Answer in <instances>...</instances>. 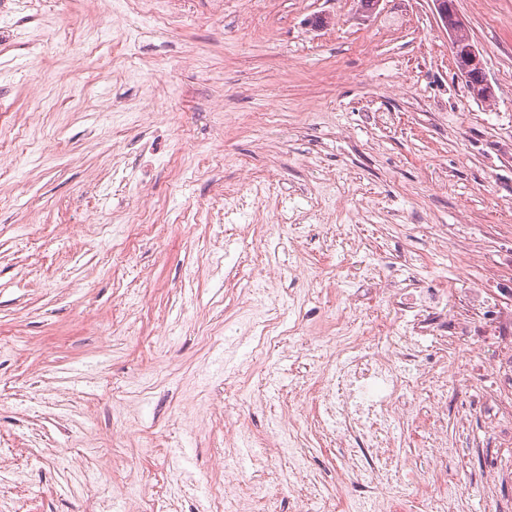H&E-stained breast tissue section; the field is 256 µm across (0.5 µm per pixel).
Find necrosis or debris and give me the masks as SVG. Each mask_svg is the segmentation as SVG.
<instances>
[{
	"label": "necrosis or debris",
	"instance_id": "obj_1",
	"mask_svg": "<svg viewBox=\"0 0 512 512\" xmlns=\"http://www.w3.org/2000/svg\"><path fill=\"white\" fill-rule=\"evenodd\" d=\"M385 302L406 317L411 331L440 336L448 330L438 316L441 293L408 286ZM361 307L357 296L337 294L336 319L329 327L348 334L351 342L311 386L322 429L349 449L337 471L335 495L316 498V512H405L416 500L427 512H448L459 491L445 476L427 483L392 476L400 423L395 403L401 392L421 384L426 375L408 333L388 330L382 316L362 313ZM275 308V299H264L225 323L227 359L238 355V336L266 329ZM264 490L255 480L213 483L207 491L210 512H242V500Z\"/></svg>",
	"mask_w": 512,
	"mask_h": 512
}]
</instances>
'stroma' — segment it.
<instances>
[{
	"label": "stroma",
	"instance_id": "35a3bbf8",
	"mask_svg": "<svg viewBox=\"0 0 512 512\" xmlns=\"http://www.w3.org/2000/svg\"><path fill=\"white\" fill-rule=\"evenodd\" d=\"M166 26L128 41L112 19L89 65L72 52L107 0H41L51 31L0 38V512H208L225 450L249 433L268 494L246 512H296L268 432L309 408L336 295L352 291L397 330L387 292L447 289L449 319L475 336H423L447 386L444 429L430 388L398 433L420 478L447 468L458 512L512 505V0H456L495 98H474L431 0H161ZM325 18L322 27L315 17ZM156 76L151 89L126 70ZM52 89L37 123L25 95ZM147 125L112 124V109ZM159 138L143 158L140 140ZM149 184L165 221L140 224ZM259 208L276 236L240 233L231 208ZM349 236L355 244L336 246ZM265 247L256 256L257 247ZM309 269L293 271L300 258ZM279 297L278 349L249 337L224 366V321L247 287ZM299 449L331 489L344 450L313 426Z\"/></svg>",
	"mask_w": 512,
	"mask_h": 512
}]
</instances>
